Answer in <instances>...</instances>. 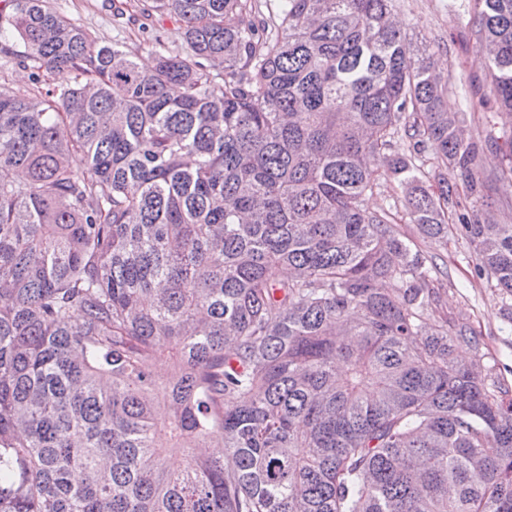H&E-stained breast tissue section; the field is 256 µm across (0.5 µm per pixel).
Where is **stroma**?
<instances>
[{"label":"stroma","instance_id":"1","mask_svg":"<svg viewBox=\"0 0 512 512\" xmlns=\"http://www.w3.org/2000/svg\"><path fill=\"white\" fill-rule=\"evenodd\" d=\"M49 4L98 44L134 52L147 67L160 48L174 50L183 43L181 23L172 15L146 18L129 11L117 17L111 0H49ZM397 17L415 44L442 59L450 82L448 109L467 112L470 134L477 144L475 170L481 178H493L512 162L502 137L503 127L512 120L504 114L488 115L479 104L488 68L470 37L477 22L474 13L452 0H399ZM24 50L19 41L0 50V85L20 94L33 88L31 70L18 63ZM418 244L434 263V275L446 289L443 308L452 314H467L483 342L487 362L495 364L498 375L512 383V296L499 295L486 278L477 276L474 249L456 231H449L447 240L422 238Z\"/></svg>","mask_w":512,"mask_h":512}]
</instances>
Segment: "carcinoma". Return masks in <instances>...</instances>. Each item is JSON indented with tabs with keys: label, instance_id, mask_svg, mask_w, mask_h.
<instances>
[{
	"label": "carcinoma",
	"instance_id": "1",
	"mask_svg": "<svg viewBox=\"0 0 512 512\" xmlns=\"http://www.w3.org/2000/svg\"><path fill=\"white\" fill-rule=\"evenodd\" d=\"M10 2L0 40L75 80L0 88V512H512V390L365 208L393 180L443 240L454 210L512 295V224L461 205L477 144L396 0H144L185 41L149 71ZM467 2L511 116L512 0Z\"/></svg>",
	"mask_w": 512,
	"mask_h": 512
}]
</instances>
